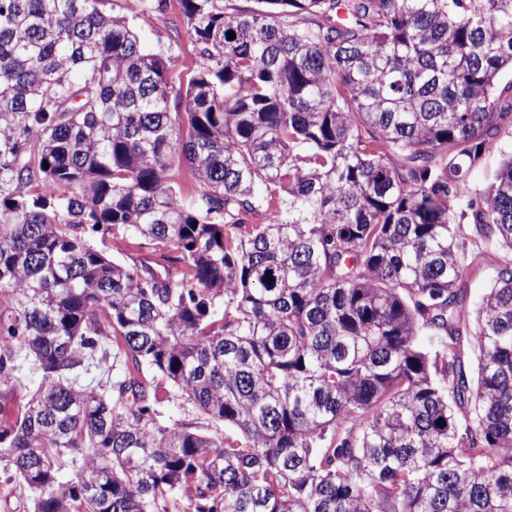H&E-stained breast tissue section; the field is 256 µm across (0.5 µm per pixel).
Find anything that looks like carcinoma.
Segmentation results:
<instances>
[{"label": "carcinoma", "mask_w": 512, "mask_h": 512, "mask_svg": "<svg viewBox=\"0 0 512 512\" xmlns=\"http://www.w3.org/2000/svg\"><path fill=\"white\" fill-rule=\"evenodd\" d=\"M99 2L0 0V468L33 512H512V156L468 182L512 137V0H179L183 92ZM512 151V140L510 137H504L500 139L497 150L491 154L486 164L472 173L470 177V184L476 185L479 188H486L493 176L495 169L497 168L500 160L502 159V154L509 155ZM496 259L497 254H486L482 259L481 266L472 271L468 278L464 281L462 287L467 289L468 295L470 297V303L472 305L477 304L481 300L484 293L486 292V289L489 287L490 268ZM181 401L174 400L171 403H166L163 407V413L166 420L170 419L171 422L176 420L184 421L189 420L197 422L201 429L206 430L208 427V420L204 417L197 415L189 405L184 407L180 406Z\"/></svg>", "instance_id": "1"}]
</instances>
